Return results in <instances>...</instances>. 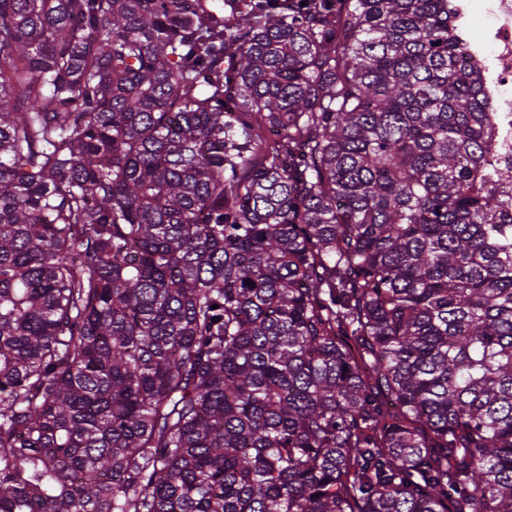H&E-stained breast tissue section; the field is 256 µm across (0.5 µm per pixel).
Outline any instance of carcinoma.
<instances>
[{
	"label": "carcinoma",
	"instance_id": "carcinoma-1",
	"mask_svg": "<svg viewBox=\"0 0 512 512\" xmlns=\"http://www.w3.org/2000/svg\"><path fill=\"white\" fill-rule=\"evenodd\" d=\"M448 0H0V512H512V160Z\"/></svg>",
	"mask_w": 512,
	"mask_h": 512
}]
</instances>
